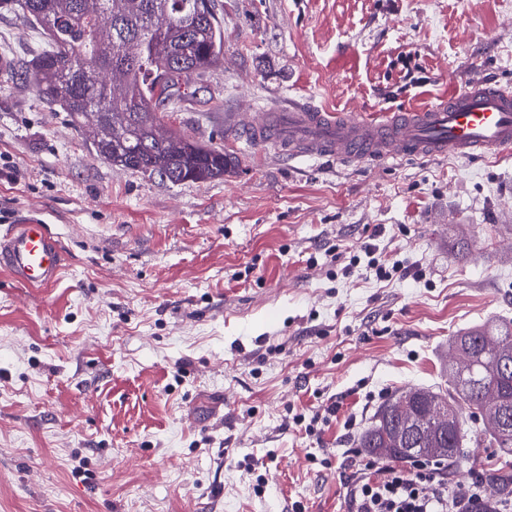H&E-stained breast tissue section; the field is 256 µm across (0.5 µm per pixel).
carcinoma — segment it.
Segmentation results:
<instances>
[{"instance_id":"cac0c4a2","label":"carcinoma","mask_w":512,"mask_h":512,"mask_svg":"<svg viewBox=\"0 0 512 512\" xmlns=\"http://www.w3.org/2000/svg\"><path fill=\"white\" fill-rule=\"evenodd\" d=\"M37 24L48 48L21 64L38 97L76 127L93 118L96 153L115 167L173 185L221 178L232 158L168 125L201 72L224 56L214 0H0ZM462 362L448 369V394L417 388L386 402L358 446L376 461L418 457L464 463L463 412L477 435L512 455V321L472 327L451 340ZM482 481L512 498V465Z\"/></svg>"}]
</instances>
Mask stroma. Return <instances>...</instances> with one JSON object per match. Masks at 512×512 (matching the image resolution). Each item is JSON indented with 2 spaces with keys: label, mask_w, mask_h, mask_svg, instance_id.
I'll list each match as a JSON object with an SVG mask.
<instances>
[{
  "label": "stroma",
  "mask_w": 512,
  "mask_h": 512,
  "mask_svg": "<svg viewBox=\"0 0 512 512\" xmlns=\"http://www.w3.org/2000/svg\"><path fill=\"white\" fill-rule=\"evenodd\" d=\"M217 16L224 57L173 118L235 157L221 179L112 166L30 80L0 81V168L19 172L0 227L37 215L66 252L49 288L0 270V512H352L378 408L447 386L452 337L512 320V153L343 165L232 129L277 100L374 118L482 76L512 88V0ZM45 47L0 10V55ZM368 243L407 276L355 263ZM463 453L454 489L505 461L472 428Z\"/></svg>",
  "instance_id": "obj_1"
}]
</instances>
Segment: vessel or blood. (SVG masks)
<instances>
[{
    "label": "vessel or blood",
    "mask_w": 512,
    "mask_h": 512,
    "mask_svg": "<svg viewBox=\"0 0 512 512\" xmlns=\"http://www.w3.org/2000/svg\"><path fill=\"white\" fill-rule=\"evenodd\" d=\"M238 135L275 141L291 158L355 163L366 158L445 159L495 154L512 148V90L481 78L464 90L419 109H390L369 119L293 100L238 120ZM0 268L18 285L45 288L64 269L62 246L44 221L20 218L0 232Z\"/></svg>",
    "instance_id": "obj_1"
}]
</instances>
